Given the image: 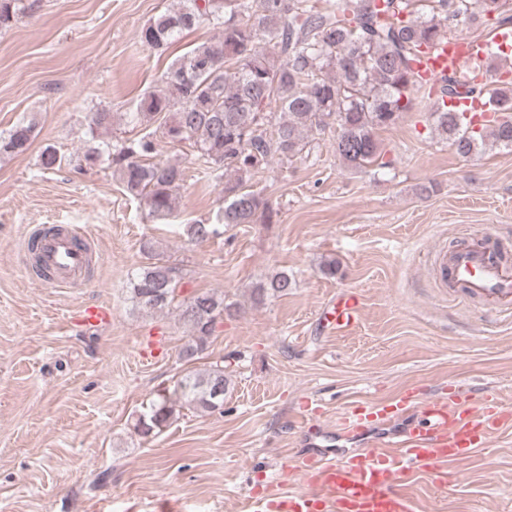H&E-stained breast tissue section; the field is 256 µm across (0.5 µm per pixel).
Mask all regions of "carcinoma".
Here are the masks:
<instances>
[{
  "instance_id": "cac0c4a2",
  "label": "carcinoma",
  "mask_w": 512,
  "mask_h": 512,
  "mask_svg": "<svg viewBox=\"0 0 512 512\" xmlns=\"http://www.w3.org/2000/svg\"><path fill=\"white\" fill-rule=\"evenodd\" d=\"M179 0L145 24L142 46L159 49L205 22L223 27L222 34L175 58L160 85L145 95L128 124L142 129L135 137L110 144L87 145L79 158L86 166L105 164L119 177L124 192L143 202L148 215L165 218L176 207L185 178L177 162L156 159L157 144L149 129L162 128L170 144H187L209 174L224 180V207L216 223L185 227L192 241H206L221 229L261 220L275 213L246 182L271 160L291 158L307 150L309 134L336 126V158L353 169L375 165L389 169L394 159L380 149L377 131L413 109V95L424 88L415 64L424 51L460 24L499 28L512 23L507 0ZM21 10L18 0H0V28L9 26ZM268 47L260 46V43ZM481 68L456 79L441 80L448 98L465 96L490 104L495 123L477 129L466 115L443 107L432 112L438 136L468 157L485 144L512 151V79L488 86L478 81ZM35 125L16 123L0 135V156L28 150ZM64 157L47 147L40 154L43 170L61 166ZM182 269L159 262L139 268L130 282L134 307L146 313L164 308L177 311L189 328L193 349L187 361L198 360L218 321L232 315L233 304L222 295L201 291L180 298ZM296 286L287 271L272 274L253 288L261 303L282 297ZM224 365L204 372L188 371L173 395L181 404L214 411L224 403ZM174 414L173 401L157 395L137 418L134 429L155 436Z\"/></svg>"
}]
</instances>
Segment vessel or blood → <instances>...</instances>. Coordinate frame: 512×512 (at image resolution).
Listing matches in <instances>:
<instances>
[{
	"label": "vessel or blood",
	"instance_id": "1",
	"mask_svg": "<svg viewBox=\"0 0 512 512\" xmlns=\"http://www.w3.org/2000/svg\"><path fill=\"white\" fill-rule=\"evenodd\" d=\"M512 43V31L497 30L492 41L449 38L427 52L419 70L426 79L460 73L465 62L483 60L492 46ZM37 250L55 277L53 287L68 288L89 274L92 252L87 234L77 226L39 228ZM440 283L461 286L512 312V266L502 258L496 231L486 230L481 243L446 252L436 250ZM359 293L340 290L320 313L324 328L347 332L361 321ZM85 328L96 329L112 319L110 309L85 306ZM507 424L500 404L476 400L465 386L428 401L406 391L390 402L359 403L339 412L327 435L353 440L374 434L377 441L340 458L311 455L300 470L307 488L272 500L257 498L254 512H413L400 487L414 469L443 475L445 465L466 459Z\"/></svg>",
	"mask_w": 512,
	"mask_h": 512
}]
</instances>
